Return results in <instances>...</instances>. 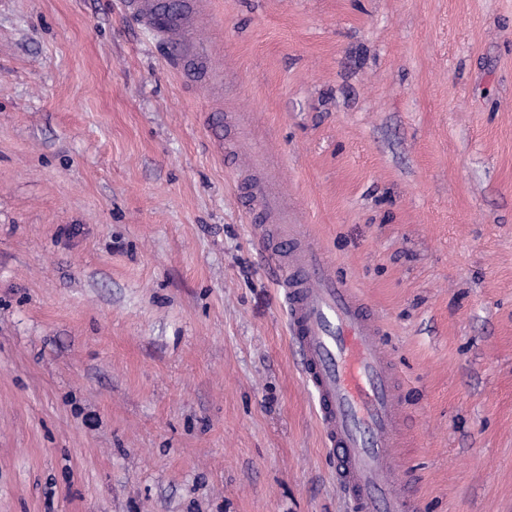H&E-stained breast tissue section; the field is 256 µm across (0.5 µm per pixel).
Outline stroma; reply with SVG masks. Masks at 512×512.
<instances>
[{
    "label": "stroma",
    "mask_w": 512,
    "mask_h": 512,
    "mask_svg": "<svg viewBox=\"0 0 512 512\" xmlns=\"http://www.w3.org/2000/svg\"><path fill=\"white\" fill-rule=\"evenodd\" d=\"M202 2L191 87L125 0H0V512H350L259 149L378 317L418 512H512V0Z\"/></svg>",
    "instance_id": "35a3bbf8"
}]
</instances>
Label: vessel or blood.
I'll list each match as a JSON object with an SVG mask.
<instances>
[{
  "mask_svg": "<svg viewBox=\"0 0 512 512\" xmlns=\"http://www.w3.org/2000/svg\"><path fill=\"white\" fill-rule=\"evenodd\" d=\"M126 7L167 43L175 71L195 83L221 81L193 26L194 0H126ZM254 165L262 176L247 185L250 213L286 298L300 370L316 398L325 445L337 457V484L355 512H415L392 461L406 419L379 321L294 224L273 158L257 154Z\"/></svg>",
  "mask_w": 512,
  "mask_h": 512,
  "instance_id": "vessel-or-blood-1",
  "label": "vessel or blood"
}]
</instances>
